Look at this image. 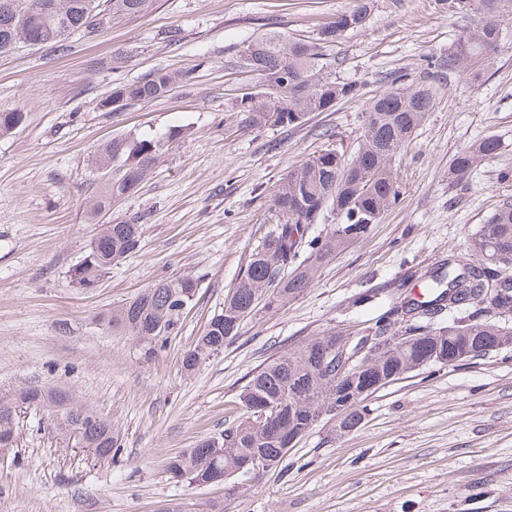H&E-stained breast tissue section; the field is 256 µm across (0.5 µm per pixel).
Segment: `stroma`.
<instances>
[{"mask_svg": "<svg viewBox=\"0 0 512 512\" xmlns=\"http://www.w3.org/2000/svg\"><path fill=\"white\" fill-rule=\"evenodd\" d=\"M355 0H153L143 15L114 19L65 54L27 47L0 53V111L24 124L0 137V392L73 390L112 422L119 453L95 460L62 443L44 412L22 415L17 443L0 451V512H512V346L430 368L373 394L366 419L344 436L319 422L276 468L197 486L172 479L168 457L242 419L238 394L269 360L310 336L367 325L359 293L392 287L416 269L466 254L480 224L512 200V21L482 82L435 75L428 118L396 157L400 196L378 224L323 264L284 308L246 318L221 354L182 368L220 313L272 225L273 198L289 166L328 138L355 150L369 103L389 76L419 75L424 56L447 54L466 21L443 0H374L365 28L323 47L330 73L359 97L293 129L257 127L240 112L243 89L263 80L243 65L244 46L268 33L315 40ZM175 28L177 43L163 34ZM125 60L112 65L115 51ZM158 68L186 72L168 95L101 110L112 87ZM185 138L166 145L138 191L102 224L140 216L141 249L113 263L97 288L70 272L102 224L86 219L89 164L105 140L126 134ZM501 143L469 183L448 181L461 150ZM200 277L178 334L144 358L131 336L104 323L151 283Z\"/></svg>", "mask_w": 512, "mask_h": 512, "instance_id": "35a3bbf8", "label": "stroma"}]
</instances>
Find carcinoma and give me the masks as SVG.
Returning a JSON list of instances; mask_svg holds the SVG:
<instances>
[{
  "label": "carcinoma",
  "mask_w": 512,
  "mask_h": 512,
  "mask_svg": "<svg viewBox=\"0 0 512 512\" xmlns=\"http://www.w3.org/2000/svg\"><path fill=\"white\" fill-rule=\"evenodd\" d=\"M43 0H0V52L19 43L67 51L76 32L93 35L113 19L149 11L152 0H53L55 9L42 11ZM373 0L336 15L321 28L319 40L336 41L343 33L366 26ZM448 8L469 20L448 54L425 59L424 73H460L471 83L484 77L483 64L499 50L503 23L512 18V0H448ZM246 67L265 78L264 100L243 95L238 108L260 127H298L314 112H327L343 100L359 96L360 85L340 81L327 72L329 62L319 44L267 34L247 44ZM183 74L158 69L141 81L112 87L123 106L149 103L165 96ZM433 83L391 75V89L373 100L366 111L364 134L349 154L338 143L328 146L283 175L274 196L278 221L252 251L244 275L233 288L224 310L215 315L183 357V368L194 370L203 360L224 351L241 323L263 310L281 309L312 284L321 265L352 246L369 232L398 201L399 186L393 165L401 148L434 107ZM26 113L0 112V136L23 125ZM500 148L488 136L460 151L448 166V179L469 181L474 169ZM159 141L150 136H114L92 158V175L100 193L89 206L98 219L112 198L135 192L158 162ZM331 214L336 224L323 237L311 235L313 225ZM142 225L134 216L106 224L98 240L72 271L76 287L89 290L112 269V263L136 253ZM409 279L425 295L422 301L406 293L392 300L364 336H380L350 368L336 359L343 334L308 337L274 357L241 387L239 401L248 416L224 428L218 438L199 443L167 461L174 478L195 484L217 471L231 477L239 462L259 456L273 468L288 453L289 436H305L328 412L339 406L342 418L336 434L356 427L370 412L369 398L408 374L479 359L512 344V201L504 202L475 233L471 253L450 255L446 264L430 271H414ZM200 278L162 279L134 299L112 309L108 324L133 337L145 358L169 336L179 332L181 317L192 306ZM459 313L446 325L437 323L438 310ZM45 410L64 439L81 431L82 447L100 460L112 457L118 441L112 422L92 424L100 414L67 389L19 388L0 394V448L13 446L22 410Z\"/></svg>",
  "instance_id": "cac0c4a2"
}]
</instances>
